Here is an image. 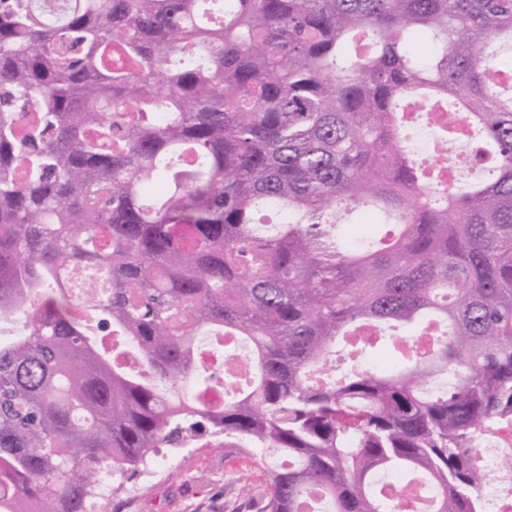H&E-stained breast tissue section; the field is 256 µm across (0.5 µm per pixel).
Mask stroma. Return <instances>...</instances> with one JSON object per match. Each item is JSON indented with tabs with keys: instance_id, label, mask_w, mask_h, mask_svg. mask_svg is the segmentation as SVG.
<instances>
[{
	"instance_id": "obj_1",
	"label": "stroma",
	"mask_w": 512,
	"mask_h": 512,
	"mask_svg": "<svg viewBox=\"0 0 512 512\" xmlns=\"http://www.w3.org/2000/svg\"><path fill=\"white\" fill-rule=\"evenodd\" d=\"M150 479L124 477L106 512H260L268 486L255 459L210 433L170 448Z\"/></svg>"
}]
</instances>
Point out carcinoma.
<instances>
[{
	"instance_id": "obj_1",
	"label": "carcinoma",
	"mask_w": 512,
	"mask_h": 512,
	"mask_svg": "<svg viewBox=\"0 0 512 512\" xmlns=\"http://www.w3.org/2000/svg\"><path fill=\"white\" fill-rule=\"evenodd\" d=\"M505 43L512 0H0V512H98L105 472L200 427L262 465L263 512H391L388 473L483 512L474 450L512 425ZM437 109L484 178L408 149ZM365 205L397 227L376 245L337 233ZM73 264L110 283L79 312ZM386 329L394 367L363 366ZM211 334L250 347L219 406L174 387Z\"/></svg>"
}]
</instances>
